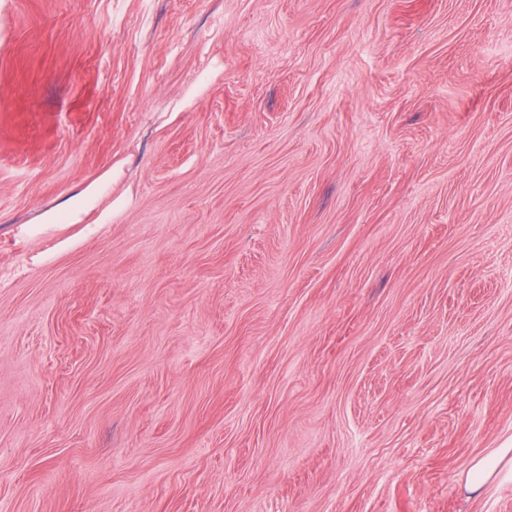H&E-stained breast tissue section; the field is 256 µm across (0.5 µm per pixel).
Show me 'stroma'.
I'll return each mask as SVG.
<instances>
[{"instance_id":"1","label":"stroma","mask_w":512,"mask_h":512,"mask_svg":"<svg viewBox=\"0 0 512 512\" xmlns=\"http://www.w3.org/2000/svg\"><path fill=\"white\" fill-rule=\"evenodd\" d=\"M511 439L512 0H0V512H512ZM112 178L113 173L107 172L100 180L68 197L56 208L43 212L38 218V223L80 224L88 210L107 191ZM512 443L494 448L486 455L475 458L462 477L465 489L481 494L493 482L512 481Z\"/></svg>"}]
</instances>
